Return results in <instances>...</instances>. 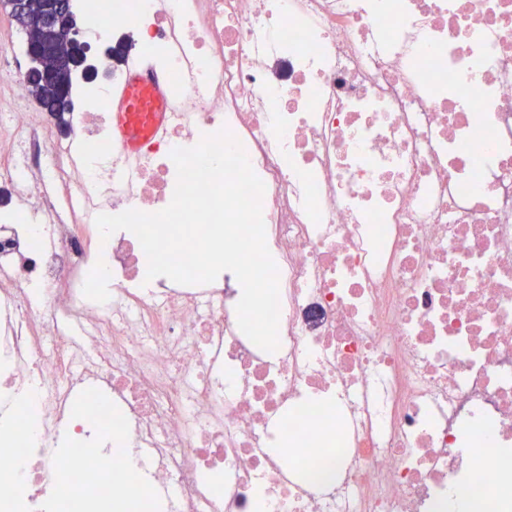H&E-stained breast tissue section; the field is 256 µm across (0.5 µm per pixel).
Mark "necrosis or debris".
Wrapping results in <instances>:
<instances>
[{"label": "necrosis or debris", "instance_id": "necrosis-or-debris-1", "mask_svg": "<svg viewBox=\"0 0 512 512\" xmlns=\"http://www.w3.org/2000/svg\"><path fill=\"white\" fill-rule=\"evenodd\" d=\"M82 7L140 51L68 136L0 113V512H512V0ZM151 49L175 103L131 154L109 97ZM223 128L265 185L272 353L231 272L147 279L95 224L164 209Z\"/></svg>", "mask_w": 512, "mask_h": 512}]
</instances>
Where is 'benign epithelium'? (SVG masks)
Listing matches in <instances>:
<instances>
[{"label":"benign epithelium","mask_w":512,"mask_h":512,"mask_svg":"<svg viewBox=\"0 0 512 512\" xmlns=\"http://www.w3.org/2000/svg\"><path fill=\"white\" fill-rule=\"evenodd\" d=\"M13 18L22 20L36 16L37 33H28L26 54L30 67L25 73L26 85L32 87L37 81L54 82L57 73L53 69L52 59L66 56L73 61L74 67L88 73H102L110 76V70H99L101 64L92 57L90 49L77 36L61 42L58 34L73 31L67 0H7Z\"/></svg>","instance_id":"7a95c632"}]
</instances>
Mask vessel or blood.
Wrapping results in <instances>:
<instances>
[{
	"label": "vessel or blood",
	"instance_id": "obj_1",
	"mask_svg": "<svg viewBox=\"0 0 512 512\" xmlns=\"http://www.w3.org/2000/svg\"><path fill=\"white\" fill-rule=\"evenodd\" d=\"M164 83L163 76L151 69L146 76H133L113 93L115 126L129 148H137L152 132L160 130Z\"/></svg>",
	"mask_w": 512,
	"mask_h": 512
}]
</instances>
